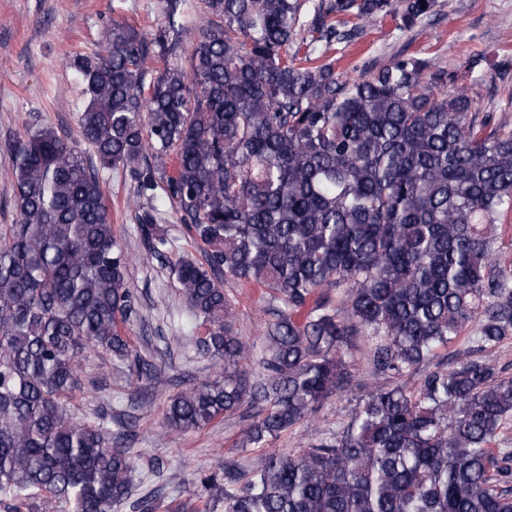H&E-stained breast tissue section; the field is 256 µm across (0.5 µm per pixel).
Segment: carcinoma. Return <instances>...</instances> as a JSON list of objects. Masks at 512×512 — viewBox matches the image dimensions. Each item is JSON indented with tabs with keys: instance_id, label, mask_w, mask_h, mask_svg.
<instances>
[{
	"instance_id": "carcinoma-1",
	"label": "carcinoma",
	"mask_w": 512,
	"mask_h": 512,
	"mask_svg": "<svg viewBox=\"0 0 512 512\" xmlns=\"http://www.w3.org/2000/svg\"><path fill=\"white\" fill-rule=\"evenodd\" d=\"M183 0L147 40L114 19L104 51L78 56L91 156L37 124L9 150L16 222L0 230V509L158 512L134 497L131 444L105 412L76 419L69 400L94 352L155 379L120 325L136 313L130 257L100 178L136 180L148 256L170 242L157 188L205 262L171 269L196 337L220 372L169 396L166 427L199 431L250 400L242 431L257 448L198 473L192 496L224 512H512V448L494 444L512 414V377L477 357L512 336V262L497 229L512 214V120L480 111L457 73L401 52L373 74L336 72L348 18L410 30L438 0H205L188 66L177 55ZM174 162V172L167 164ZM264 288L282 307L255 348L234 326L224 280ZM473 354L440 356L463 335ZM365 341L370 390L336 434L269 451L330 397L357 385ZM425 367L409 385L407 376Z\"/></svg>"
}]
</instances>
